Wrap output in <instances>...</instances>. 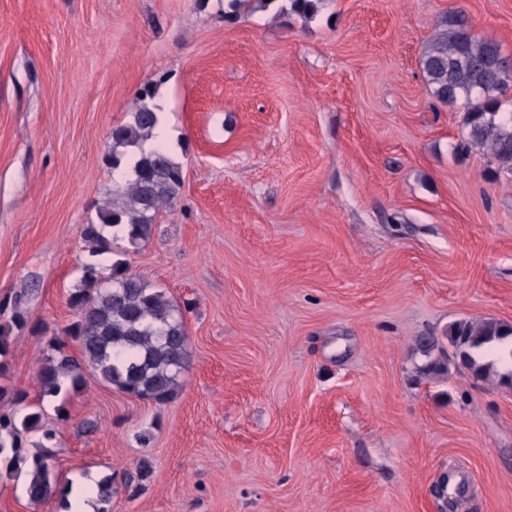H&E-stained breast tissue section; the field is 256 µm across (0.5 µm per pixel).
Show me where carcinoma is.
<instances>
[{
  "mask_svg": "<svg viewBox=\"0 0 512 512\" xmlns=\"http://www.w3.org/2000/svg\"><path fill=\"white\" fill-rule=\"evenodd\" d=\"M225 15L255 13L269 9L274 0H227ZM324 0H289L290 11L300 17L314 15ZM420 70L433 95L443 104L463 101L468 135L466 143L486 151L497 171L512 173V112L500 111V95L512 86V65L504 62L500 44L477 36L462 12L442 20V29L420 58ZM153 92L144 89L142 100L132 108L131 118L112 128V151L107 162L112 169L149 137L157 124V112L145 103ZM183 185L182 165L165 149L157 147L141 155L135 176L112 191L100 209L101 223L87 224L83 238L92 254L113 252L106 226L126 228L124 240L136 246L149 239L156 215L171 207ZM78 318L65 330V338L53 342L37 372L41 397H56L62 379L78 385L86 364L99 380L132 396L162 404L173 398L179 375L191 351L182 311L143 279L122 270L106 278L98 266H84L80 286L69 295ZM25 324L24 315L13 308L12 322L0 325V376L7 373L4 357L13 342V328ZM512 340V324L492 319L458 321L448 333L420 336L415 351L426 358L424 375H445L449 366H461L482 379L493 369L481 359L484 349ZM80 358L67 353L68 344ZM42 410L33 407L21 421L0 415V455L9 454L14 472L24 474L29 498L45 499L53 477L52 455L42 444L26 450L27 435L41 429Z\"/></svg>",
  "mask_w": 512,
  "mask_h": 512,
  "instance_id": "carcinoma-1",
  "label": "carcinoma"
}]
</instances>
